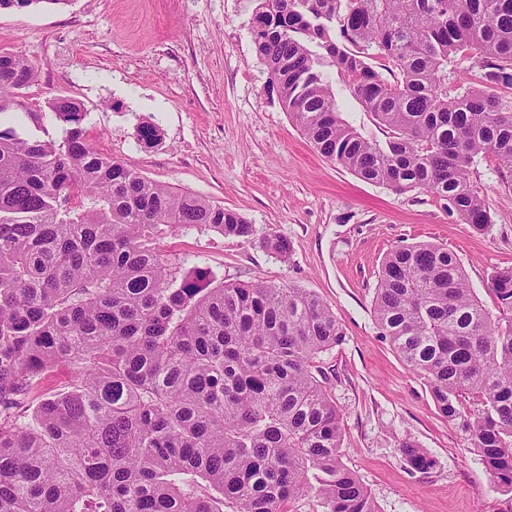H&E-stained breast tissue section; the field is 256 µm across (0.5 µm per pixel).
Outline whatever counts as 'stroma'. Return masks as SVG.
Returning <instances> with one entry per match:
<instances>
[{"mask_svg": "<svg viewBox=\"0 0 512 512\" xmlns=\"http://www.w3.org/2000/svg\"><path fill=\"white\" fill-rule=\"evenodd\" d=\"M252 0H69L0 11V51L40 66L26 100L75 98L97 147L141 175L232 209L254 227L243 243L194 228L161 239L179 272L200 266L216 282L255 281L303 288L335 312L343 342L324 356L342 418L341 458L381 512H512L497 492L469 433L437 411L423 383L381 336L371 313L384 256L431 242L461 261L491 317L512 310L489 288L512 268V175L489 157L470 168L490 228L463 224L422 190L397 193L321 157L292 124L258 60ZM341 117L365 138L387 129L334 81ZM162 131L152 148L137 141L140 122ZM288 239L280 259L261 242ZM412 439L435 459L411 471L399 445Z\"/></svg>", "mask_w": 512, "mask_h": 512, "instance_id": "obj_1", "label": "stroma"}]
</instances>
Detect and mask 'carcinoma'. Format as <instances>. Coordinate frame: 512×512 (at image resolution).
I'll list each match as a JSON object with an SVG mask.
<instances>
[{"instance_id":"carcinoma-1","label":"carcinoma","mask_w":512,"mask_h":512,"mask_svg":"<svg viewBox=\"0 0 512 512\" xmlns=\"http://www.w3.org/2000/svg\"><path fill=\"white\" fill-rule=\"evenodd\" d=\"M254 2L268 83L322 157L396 192H429L488 229L469 166L490 156L512 173V0ZM465 51L480 77L454 90L448 65ZM376 55L394 81L368 63ZM330 66L388 141L340 118ZM38 71L0 52V512H291L308 498L320 512H380L341 461L322 370L344 340L336 314L304 288L173 270L157 247L173 231L250 242L253 225L98 150L69 96L47 101L64 135H44L25 96ZM20 115L33 131L10 126ZM160 137L137 127L145 147ZM262 245L291 252L276 235ZM490 290L512 308V269L494 272ZM372 310L444 418L480 398L466 428L512 493V317L492 319L456 255L429 242L387 254ZM62 365L69 386L35 396ZM399 448L412 469L434 467L418 444Z\"/></svg>"}]
</instances>
